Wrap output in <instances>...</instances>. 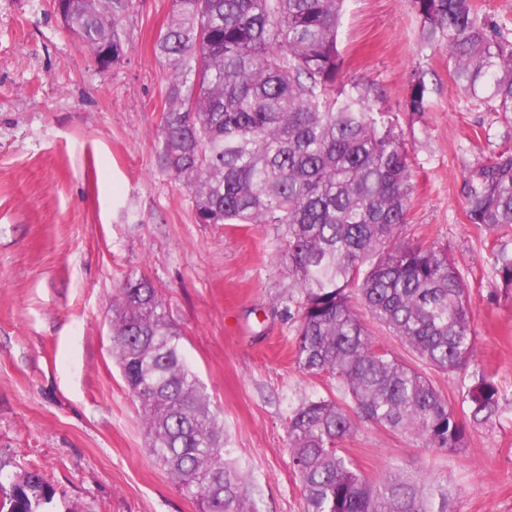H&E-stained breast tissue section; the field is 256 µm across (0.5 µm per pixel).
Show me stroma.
I'll return each mask as SVG.
<instances>
[{
    "instance_id": "35a3bbf8",
    "label": "stroma",
    "mask_w": 512,
    "mask_h": 512,
    "mask_svg": "<svg viewBox=\"0 0 512 512\" xmlns=\"http://www.w3.org/2000/svg\"><path fill=\"white\" fill-rule=\"evenodd\" d=\"M172 0H130L123 56L103 68L52 0H0V482L47 476L46 512H199L150 455L142 413L112 355V296L132 273L165 300L256 512H304L288 450L302 401L340 398L295 363L286 243L272 224H200L167 171L157 131L169 72L155 53ZM349 90H367L409 149L415 193L403 236L447 247L469 287L476 358L431 379L448 400L484 373L512 396V297L468 223L469 165L512 150V114L472 103L410 0H347ZM428 111L408 112L413 73ZM363 473L391 465L440 480L455 512H512V405L447 454L361 423L341 443Z\"/></svg>"
}]
</instances>
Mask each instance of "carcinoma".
I'll return each mask as SVG.
<instances>
[{"instance_id": "1", "label": "carcinoma", "mask_w": 512, "mask_h": 512, "mask_svg": "<svg viewBox=\"0 0 512 512\" xmlns=\"http://www.w3.org/2000/svg\"><path fill=\"white\" fill-rule=\"evenodd\" d=\"M345 0H173L155 50L170 71L158 131L167 170L192 192L200 224H275L299 292L294 358L336 381L343 401L307 399L288 421L306 512H453L448 489L399 467L371 480L341 442L358 421L455 453L467 426L501 418L507 391L484 374L457 404L424 368L475 360L469 288L448 249L399 237L414 195L408 149L369 91L336 85ZM66 28L94 53L124 54L129 0H67ZM428 42L448 50L473 100L512 114V28L475 0H412ZM413 76L406 108L424 112ZM462 193L469 223L512 225V152L476 162ZM496 284L512 293V247L493 240ZM396 336L414 365L379 345L355 304ZM112 351L150 437L149 452L199 512H255L227 459L218 414L186 363L181 332L152 283L128 275L112 301ZM54 489L37 471L0 484V512H40Z\"/></svg>"}]
</instances>
